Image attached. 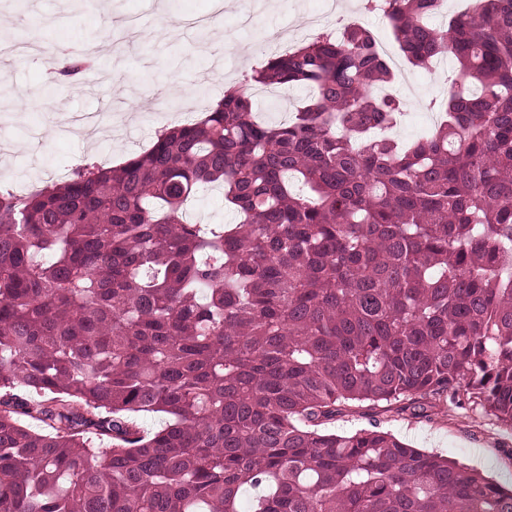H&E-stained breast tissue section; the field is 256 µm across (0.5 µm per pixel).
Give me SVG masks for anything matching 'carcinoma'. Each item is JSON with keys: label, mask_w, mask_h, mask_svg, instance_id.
Here are the masks:
<instances>
[{"label": "carcinoma", "mask_w": 512, "mask_h": 512, "mask_svg": "<svg viewBox=\"0 0 512 512\" xmlns=\"http://www.w3.org/2000/svg\"><path fill=\"white\" fill-rule=\"evenodd\" d=\"M362 4L411 65L459 64L433 129L391 135L404 102L351 24L252 69L310 91L286 122L232 86L121 164L0 192V512H242L245 486L248 512H512L377 423L316 430L441 398L512 428V0ZM209 187L237 223L183 219Z\"/></svg>", "instance_id": "carcinoma-1"}]
</instances>
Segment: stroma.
Segmentation results:
<instances>
[{"instance_id":"1","label":"stroma","mask_w":512,"mask_h":512,"mask_svg":"<svg viewBox=\"0 0 512 512\" xmlns=\"http://www.w3.org/2000/svg\"><path fill=\"white\" fill-rule=\"evenodd\" d=\"M321 0H0V42H33L78 53L120 35L124 19L135 20L139 38L126 43L122 60L105 55L95 72L49 86L38 60L0 54V84L8 104L0 111V187L43 186L70 175L87 161L118 164L147 150L158 130L174 120L201 115L219 100L227 84L274 55L262 42L272 28L288 29L298 42L311 39L312 17ZM216 14L205 32L192 18ZM391 86L406 103L394 133L408 139L437 119L431 101L448 94L447 77L457 74L451 59L436 69L399 59ZM251 92L256 112L269 123L286 121L309 95L307 89ZM379 424L404 443L426 453L458 459L503 485L512 484V430L479 408L437 405L416 417L399 405L357 403L326 422L324 431L349 435Z\"/></svg>"}]
</instances>
